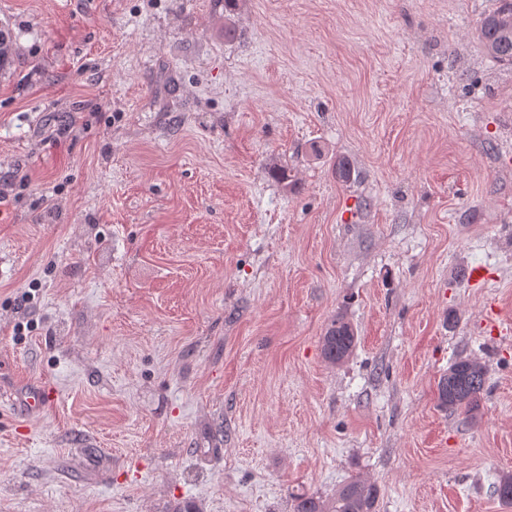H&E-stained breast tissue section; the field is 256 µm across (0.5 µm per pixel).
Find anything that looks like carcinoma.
Segmentation results:
<instances>
[{"label": "carcinoma", "instance_id": "obj_1", "mask_svg": "<svg viewBox=\"0 0 512 512\" xmlns=\"http://www.w3.org/2000/svg\"><path fill=\"white\" fill-rule=\"evenodd\" d=\"M476 38L487 56L512 64V0H497L496 7L480 20ZM356 343L352 324L338 316L331 321L322 338L323 357L330 364H340L351 356ZM488 374L487 365L477 358L456 359L438 382L439 407L460 411L471 419L478 418ZM495 493L502 503L512 504L511 473L500 477ZM379 497L380 489L376 484L354 477L329 500L313 495H294L293 512H377Z\"/></svg>", "mask_w": 512, "mask_h": 512}]
</instances>
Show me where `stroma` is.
<instances>
[{"label":"stroma","mask_w":512,"mask_h":512,"mask_svg":"<svg viewBox=\"0 0 512 512\" xmlns=\"http://www.w3.org/2000/svg\"><path fill=\"white\" fill-rule=\"evenodd\" d=\"M494 6L0 0V386L55 390L0 403V512H292L355 476L378 512H512ZM461 357L474 422L437 402ZM356 343V331L352 324L342 316H336L322 338L323 357L330 364H340L351 356ZM485 363L477 358L461 357L448 367L437 385L438 405L460 411L471 419L481 414L483 393L489 377Z\"/></svg>","instance_id":"1"}]
</instances>
